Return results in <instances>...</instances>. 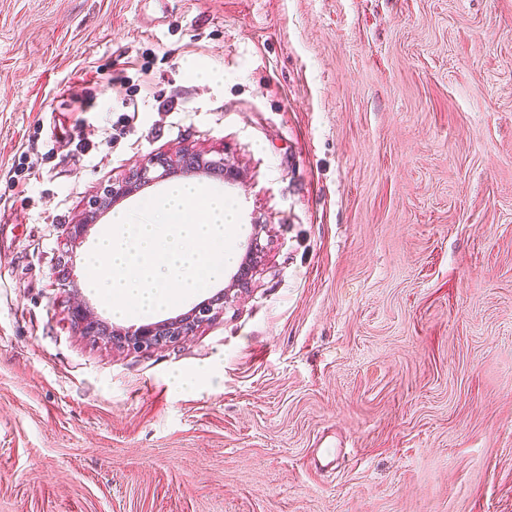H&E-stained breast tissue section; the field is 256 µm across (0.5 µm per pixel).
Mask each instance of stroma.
<instances>
[{"label": "stroma", "instance_id": "35a3bbf8", "mask_svg": "<svg viewBox=\"0 0 512 512\" xmlns=\"http://www.w3.org/2000/svg\"><path fill=\"white\" fill-rule=\"evenodd\" d=\"M181 147L248 294L79 335L64 225ZM0 512H512V0H0ZM222 297L213 301H203L195 306L188 313L174 319L120 327L112 325L99 318L86 305L84 301H77L72 306L70 315L71 321L76 329L83 336L93 339H106L123 349L142 351L162 346H169L185 340L200 327L215 316L223 312V306L214 308L213 303L224 300ZM226 299V298H225Z\"/></svg>", "mask_w": 512, "mask_h": 512}]
</instances>
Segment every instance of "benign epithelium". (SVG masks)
<instances>
[{
	"instance_id": "7a95c632",
	"label": "benign epithelium",
	"mask_w": 512,
	"mask_h": 512,
	"mask_svg": "<svg viewBox=\"0 0 512 512\" xmlns=\"http://www.w3.org/2000/svg\"><path fill=\"white\" fill-rule=\"evenodd\" d=\"M189 171L217 174L234 181L241 179L240 171L225 163L222 157L207 159L203 154L188 149H180L174 153H157L141 163L128 177L112 182L101 194L94 196L89 202L88 212L75 223L65 225L66 238L71 241L83 238L89 223L93 222L97 214L109 210L116 202L136 194L144 186ZM246 253L247 260L234 275L235 280L241 285L248 283L253 272V262L261 253L258 236L255 235L249 240ZM222 312L223 308L214 307L213 302L203 301L174 319L120 327L108 325L94 314L85 302L79 300L72 306L70 315L74 327L80 334L93 339H106L123 349L142 351L177 344Z\"/></svg>"
}]
</instances>
